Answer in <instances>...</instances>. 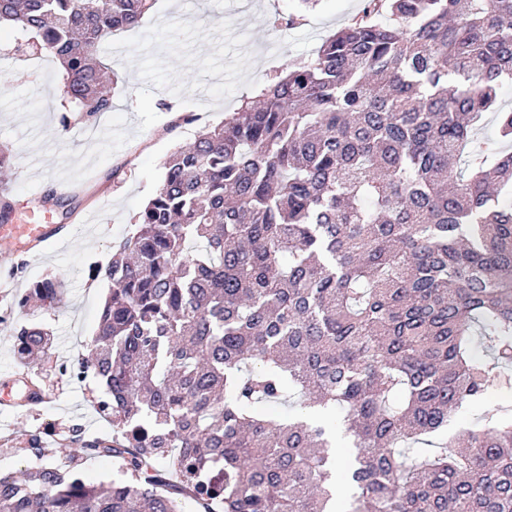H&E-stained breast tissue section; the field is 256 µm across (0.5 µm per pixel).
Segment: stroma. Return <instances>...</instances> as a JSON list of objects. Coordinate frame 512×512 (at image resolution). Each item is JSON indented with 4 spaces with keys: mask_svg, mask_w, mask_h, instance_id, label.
<instances>
[{
    "mask_svg": "<svg viewBox=\"0 0 512 512\" xmlns=\"http://www.w3.org/2000/svg\"><path fill=\"white\" fill-rule=\"evenodd\" d=\"M362 0H154L137 27L115 32L102 47L112 70L114 107L81 120L64 94L57 60L18 56L26 35L0 29V145L14 156L12 223L64 224L69 237L41 244L23 271L0 264V383L22 371L13 345L15 326L35 322L52 336L51 359L39 378L49 401L15 408L0 403V472L19 473L29 460L18 453L30 432L48 431L56 459L80 463L88 481L111 482V458H83L61 445L68 426L83 424L99 436L112 425L94 408L99 382L71 381L58 367L87 353L108 283L94 277L113 243L133 230L136 214L155 193L163 164L178 148L223 122L288 67L311 57L348 24ZM300 14L293 27L275 19ZM57 203L41 205L46 188ZM53 276L60 302H16L32 285Z\"/></svg>",
    "mask_w": 512,
    "mask_h": 512,
    "instance_id": "obj_1",
    "label": "stroma"
}]
</instances>
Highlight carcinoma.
I'll return each mask as SVG.
<instances>
[{
	"label": "carcinoma",
	"instance_id": "carcinoma-1",
	"mask_svg": "<svg viewBox=\"0 0 512 512\" xmlns=\"http://www.w3.org/2000/svg\"><path fill=\"white\" fill-rule=\"evenodd\" d=\"M150 0H0L92 119L113 108L104 42ZM512 79V0H363L311 59L164 163L71 375L103 386L112 437L66 440L122 477L55 461L0 475V512H512V414L420 454L466 403L512 391V153L478 138ZM0 149V223L12 206ZM33 294L55 304L48 276ZM32 370L50 334L13 329ZM344 411L357 448L268 405ZM164 461L178 481L168 482Z\"/></svg>",
	"mask_w": 512,
	"mask_h": 512
}]
</instances>
